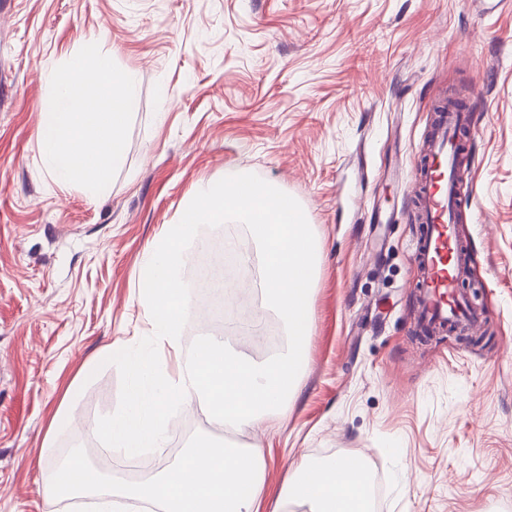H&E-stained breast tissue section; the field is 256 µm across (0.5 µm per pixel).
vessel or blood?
<instances>
[{
    "label": "vessel or blood",
    "mask_w": 512,
    "mask_h": 512,
    "mask_svg": "<svg viewBox=\"0 0 512 512\" xmlns=\"http://www.w3.org/2000/svg\"><path fill=\"white\" fill-rule=\"evenodd\" d=\"M470 127L466 110L452 105L436 115L425 144L418 175V218L424 234L416 248L421 271L417 306L419 327L458 325L474 328L480 321L457 290L459 242L455 234L460 134Z\"/></svg>",
    "instance_id": "obj_1"
}]
</instances>
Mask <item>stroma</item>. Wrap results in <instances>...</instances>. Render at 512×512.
Listing matches in <instances>:
<instances>
[{"label":"stroma","instance_id":"stroma-1","mask_svg":"<svg viewBox=\"0 0 512 512\" xmlns=\"http://www.w3.org/2000/svg\"><path fill=\"white\" fill-rule=\"evenodd\" d=\"M134 73L138 106L107 191L59 183L40 148L54 69L89 43ZM473 114L459 187V288L482 324L415 332L410 172L438 101ZM253 173L295 198L320 244L308 367L288 417L233 430L267 457L265 506L290 466L362 461L373 512L512 508V11L470 0H0V512H94L48 502L49 462L95 439L119 402L104 365L150 325L140 266L197 184ZM250 232L200 231L204 244ZM185 448L223 445L188 413ZM130 484L119 451H89Z\"/></svg>","mask_w":512,"mask_h":512}]
</instances>
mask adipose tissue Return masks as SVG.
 Masks as SVG:
<instances>
[{"mask_svg": "<svg viewBox=\"0 0 512 512\" xmlns=\"http://www.w3.org/2000/svg\"><path fill=\"white\" fill-rule=\"evenodd\" d=\"M265 468L263 448L207 444L188 449L177 463L141 483L90 479L75 464L69 480L76 491L94 492L103 512L122 500L136 512H260ZM364 475L353 460L303 461L289 470L277 502L304 504L308 512H369Z\"/></svg>", "mask_w": 512, "mask_h": 512, "instance_id": "ef3b65f1", "label": "adipose tissue"}]
</instances>
